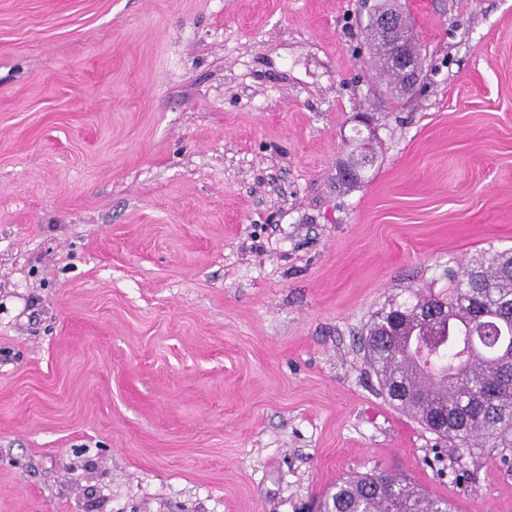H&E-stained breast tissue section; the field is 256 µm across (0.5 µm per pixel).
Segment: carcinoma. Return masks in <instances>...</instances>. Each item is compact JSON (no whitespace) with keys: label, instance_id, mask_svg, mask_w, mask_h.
Listing matches in <instances>:
<instances>
[{"label":"carcinoma","instance_id":"cac0c4a2","mask_svg":"<svg viewBox=\"0 0 512 512\" xmlns=\"http://www.w3.org/2000/svg\"><path fill=\"white\" fill-rule=\"evenodd\" d=\"M387 94L408 95L388 55L375 54ZM346 162L361 179L362 159L375 153L356 132ZM447 310L429 319L431 308ZM368 364L382 392L456 447L492 441L512 448V250L486 252L475 264L448 270V288L412 292L376 313L366 328ZM324 512H454L408 476L374 471L336 483Z\"/></svg>","mask_w":512,"mask_h":512}]
</instances>
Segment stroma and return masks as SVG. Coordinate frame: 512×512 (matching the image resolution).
Wrapping results in <instances>:
<instances>
[{
	"instance_id": "1",
	"label": "stroma",
	"mask_w": 512,
	"mask_h": 512,
	"mask_svg": "<svg viewBox=\"0 0 512 512\" xmlns=\"http://www.w3.org/2000/svg\"><path fill=\"white\" fill-rule=\"evenodd\" d=\"M406 8L394 102L365 0H0V512H319L376 469L512 512V448L439 439L360 344L512 249V0ZM355 136L353 138H350V144L351 150L348 153L347 159L345 160L346 163H349V165L354 170V176L350 179H347L345 177H341L342 180L348 184L356 183L361 179V173L367 168L362 163V159L365 156V153H371L376 157L375 149L373 148L372 140H367L361 136V132L357 130L355 132Z\"/></svg>"
}]
</instances>
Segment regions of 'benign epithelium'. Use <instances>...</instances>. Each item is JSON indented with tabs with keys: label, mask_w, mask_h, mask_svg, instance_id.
Instances as JSON below:
<instances>
[{
	"label": "benign epithelium",
	"mask_w": 512,
	"mask_h": 512,
	"mask_svg": "<svg viewBox=\"0 0 512 512\" xmlns=\"http://www.w3.org/2000/svg\"><path fill=\"white\" fill-rule=\"evenodd\" d=\"M405 9L402 0H387V5L377 12L371 26L393 49L397 61V71L408 89H413L418 80V67L415 54L419 52L416 40L403 35Z\"/></svg>",
	"instance_id": "obj_1"
}]
</instances>
